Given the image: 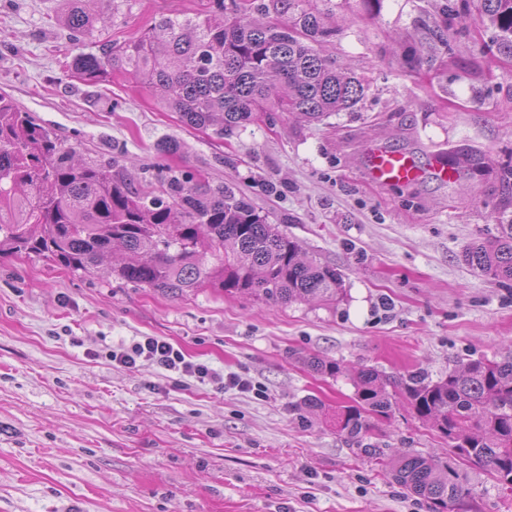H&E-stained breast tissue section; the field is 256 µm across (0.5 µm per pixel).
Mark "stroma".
<instances>
[{"instance_id":"1","label":"stroma","mask_w":512,"mask_h":512,"mask_svg":"<svg viewBox=\"0 0 512 512\" xmlns=\"http://www.w3.org/2000/svg\"><path fill=\"white\" fill-rule=\"evenodd\" d=\"M433 0H335L338 60L368 82L349 112L303 126L279 113L220 139L179 122L125 75L87 86L67 75L58 19L70 0H0V94L82 156H120L137 181L164 165L229 183L304 256L336 267L345 298L273 304L204 287L180 298L88 276L34 255L0 257V512H429L362 455L321 410L355 394L351 373L419 369L437 379L471 359L512 350V282L460 261L496 233L500 164L512 161V59L482 52L470 23L447 82L402 66L413 20ZM95 27L78 51L138 38L155 17L194 16L211 0H83ZM178 139L180 154L154 146ZM374 147L403 151L426 169L382 187L365 170ZM484 153L482 173L444 182L433 157ZM159 336L193 361L258 383L264 394L175 381L104 351ZM348 372L314 373L302 357ZM371 443L449 460L448 442L396 400Z\"/></svg>"}]
</instances>
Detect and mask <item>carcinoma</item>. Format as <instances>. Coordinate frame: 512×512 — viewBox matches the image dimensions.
<instances>
[{
    "label": "carcinoma",
    "mask_w": 512,
    "mask_h": 512,
    "mask_svg": "<svg viewBox=\"0 0 512 512\" xmlns=\"http://www.w3.org/2000/svg\"><path fill=\"white\" fill-rule=\"evenodd\" d=\"M62 18L77 44L95 24L79 3ZM204 17L160 16L142 35L107 42L97 53L71 54L65 66L83 82L114 73L161 92V105L195 129L229 137L263 112L319 123L364 98L367 80L342 68L331 52L338 29L333 0H213ZM441 0L436 13L415 20L417 40L404 50L411 72H448L456 36L468 21L492 28L487 49L512 58V0ZM471 173L482 155L451 158ZM497 234L468 244L463 261L483 275L512 281V217L497 218ZM117 250L130 255L117 276L126 284L172 297L208 285L227 294L288 304L344 298L335 268L300 257L298 244L270 224L233 186L211 184L188 169L161 171L136 183L117 158H83L72 147L0 95V256L35 254L74 272L93 274ZM322 376L345 372L342 363L310 358ZM405 397L416 417L448 440L454 460L486 471L498 492L512 495V352L469 360L432 381L422 371L388 377L375 368L357 372L355 397L333 411L336 431L365 442L368 416L387 418L392 400ZM394 480L427 500L432 512H470L475 488L459 469L436 456L400 453L389 459Z\"/></svg>",
    "instance_id": "1"
}]
</instances>
